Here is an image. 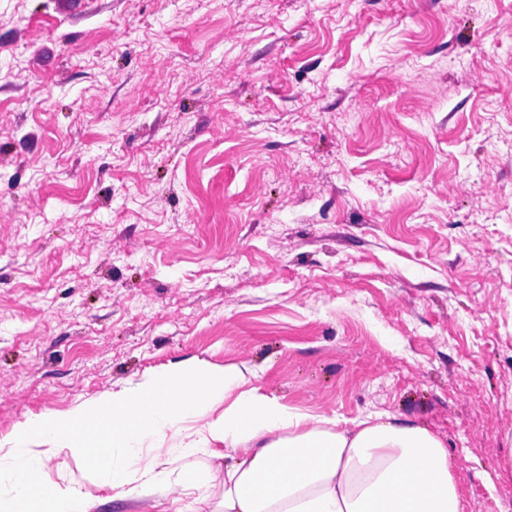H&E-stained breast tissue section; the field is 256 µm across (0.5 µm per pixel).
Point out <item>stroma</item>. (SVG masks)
I'll list each match as a JSON object with an SVG mask.
<instances>
[{"label":"stroma","instance_id":"obj_1","mask_svg":"<svg viewBox=\"0 0 512 512\" xmlns=\"http://www.w3.org/2000/svg\"><path fill=\"white\" fill-rule=\"evenodd\" d=\"M189 359L512 512V0H0V437Z\"/></svg>","mask_w":512,"mask_h":512}]
</instances>
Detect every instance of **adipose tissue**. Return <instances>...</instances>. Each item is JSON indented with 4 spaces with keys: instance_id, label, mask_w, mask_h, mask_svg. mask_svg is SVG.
<instances>
[{
    "instance_id": "ef3b65f1",
    "label": "adipose tissue",
    "mask_w": 512,
    "mask_h": 512,
    "mask_svg": "<svg viewBox=\"0 0 512 512\" xmlns=\"http://www.w3.org/2000/svg\"><path fill=\"white\" fill-rule=\"evenodd\" d=\"M247 367L190 362L64 411L26 416L0 438V512H93L98 496L45 485L60 454L108 448L100 488L162 505L184 459L224 467L221 512H465L446 442L389 413L343 425L254 386Z\"/></svg>"
}]
</instances>
